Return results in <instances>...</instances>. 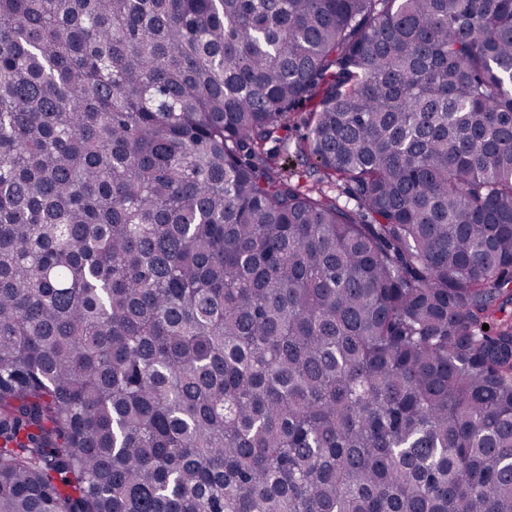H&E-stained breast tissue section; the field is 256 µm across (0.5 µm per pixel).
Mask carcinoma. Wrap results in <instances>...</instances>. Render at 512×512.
I'll list each match as a JSON object with an SVG mask.
<instances>
[{
	"instance_id": "carcinoma-1",
	"label": "carcinoma",
	"mask_w": 512,
	"mask_h": 512,
	"mask_svg": "<svg viewBox=\"0 0 512 512\" xmlns=\"http://www.w3.org/2000/svg\"><path fill=\"white\" fill-rule=\"evenodd\" d=\"M511 304L512 0H0V512H512ZM308 112H311V106L307 103L299 105L292 111L291 122L289 123L288 131H280L279 135L282 142H271L268 147H275L279 149L281 155L288 156V169L294 174L299 176V182L303 189H310L311 187L324 189L329 193H333L340 197V202L345 203L347 197L343 194V186L341 182H331L325 180L319 186H315L313 182L306 176L307 162L306 157L298 152V146L303 142V135L306 133L305 123L308 119ZM298 176H294V180H298Z\"/></svg>"
}]
</instances>
